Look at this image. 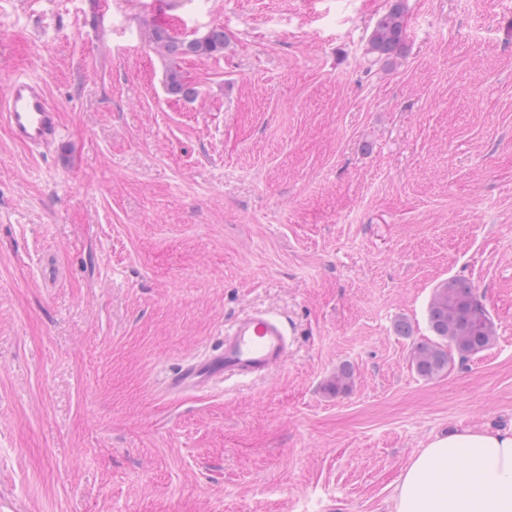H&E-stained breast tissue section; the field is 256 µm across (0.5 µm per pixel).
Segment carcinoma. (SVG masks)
Masks as SVG:
<instances>
[{
	"mask_svg": "<svg viewBox=\"0 0 512 512\" xmlns=\"http://www.w3.org/2000/svg\"><path fill=\"white\" fill-rule=\"evenodd\" d=\"M224 28L215 26L205 34L171 36L164 29L153 31L151 44L166 61L167 90L185 98L196 95L185 82L178 60L186 56L210 57L224 50ZM404 0L393 4L375 22L369 35L366 54L374 64H390L407 53ZM430 329L435 339L416 344L411 363L417 374L433 379L448 371L456 357L464 360L488 349L495 329L475 286L461 278H450L433 291L428 308ZM354 383V369L344 364L326 382L324 390L332 395L345 393Z\"/></svg>",
	"mask_w": 512,
	"mask_h": 512,
	"instance_id": "obj_1",
	"label": "carcinoma"
}]
</instances>
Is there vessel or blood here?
<instances>
[{
  "label": "vessel or blood",
  "instance_id": "1",
  "mask_svg": "<svg viewBox=\"0 0 512 512\" xmlns=\"http://www.w3.org/2000/svg\"><path fill=\"white\" fill-rule=\"evenodd\" d=\"M0 119L15 141L30 148L52 145L60 136L57 112L41 82L15 78L0 97ZM292 333L278 316L253 310L239 315L224 331L221 348L187 362L166 383L179 392L206 387L224 378L263 377L285 362Z\"/></svg>",
  "mask_w": 512,
  "mask_h": 512
}]
</instances>
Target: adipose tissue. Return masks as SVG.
<instances>
[{"label": "adipose tissue", "mask_w": 512, "mask_h": 512, "mask_svg": "<svg viewBox=\"0 0 512 512\" xmlns=\"http://www.w3.org/2000/svg\"><path fill=\"white\" fill-rule=\"evenodd\" d=\"M393 512H512V427L432 440L398 477Z\"/></svg>", "instance_id": "obj_1"}]
</instances>
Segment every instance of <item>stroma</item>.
<instances>
[{"label": "stroma", "mask_w": 512, "mask_h": 512, "mask_svg": "<svg viewBox=\"0 0 512 512\" xmlns=\"http://www.w3.org/2000/svg\"><path fill=\"white\" fill-rule=\"evenodd\" d=\"M170 2L0 0V90L40 80L61 128L0 120V512H392L433 439L512 424V0H405L390 67L391 0ZM214 26L168 93L152 30ZM453 277L496 339L426 380ZM256 309L282 367L165 392ZM404 0H394L375 22L369 35L366 54L374 64H390L407 53ZM354 375L353 367L348 364H343L326 382L324 390L332 395L345 393L353 386Z\"/></svg>", "instance_id": "stroma-1"}]
</instances>
